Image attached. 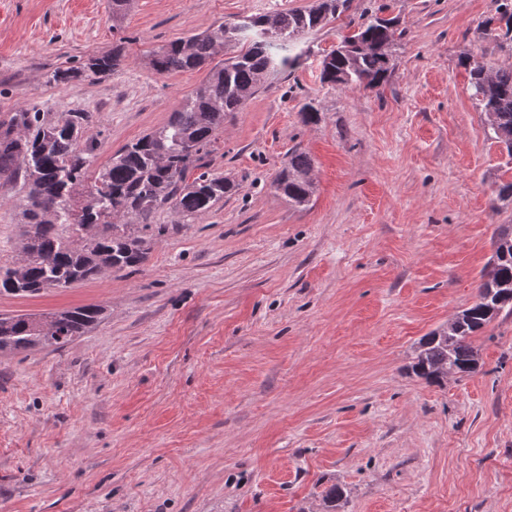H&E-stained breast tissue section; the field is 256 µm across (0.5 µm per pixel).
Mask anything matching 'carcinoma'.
Returning a JSON list of instances; mask_svg holds the SVG:
<instances>
[{
  "label": "carcinoma",
  "mask_w": 512,
  "mask_h": 512,
  "mask_svg": "<svg viewBox=\"0 0 512 512\" xmlns=\"http://www.w3.org/2000/svg\"><path fill=\"white\" fill-rule=\"evenodd\" d=\"M348 0H315L305 10L275 12L237 21L172 41L151 53L158 74L192 72L211 61L224 47L237 54L210 69L206 79L154 132L123 146L100 169L93 184L104 189L92 199L76 197L95 147L81 144L82 130L92 113L70 112L52 118L37 109H21L0 120V179L23 180L28 187L26 241L10 267H0V294L35 295L42 286L68 288L98 278L109 270L132 269L144 258L142 232L148 218L169 207L190 224L209 212L233 185L221 175L202 172L224 117L242 109L270 75L291 67L297 56L287 54L304 35L321 29L347 9ZM497 21L512 32V0H493ZM389 5L341 37L323 55L320 78L344 87L379 89L391 76V49L403 38L394 17H383ZM124 57L123 47L88 59L83 68L56 69L55 83H67L90 71H114ZM469 68L472 99L488 118V137L504 145L512 160V65L493 67L464 56ZM312 160L294 149L279 172L275 186L294 207L309 204L313 186ZM489 270L482 275L475 302L446 324L420 339L410 370L430 384L450 375L470 376L479 368L472 338L494 318L512 314V224L494 235ZM103 315L96 305L57 311L44 319L27 315L0 317V353L34 348H62L87 333ZM344 490L331 486L325 493V512H340Z\"/></svg>",
  "instance_id": "obj_1"
}]
</instances>
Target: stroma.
<instances>
[{"label": "stroma", "instance_id": "stroma-1", "mask_svg": "<svg viewBox=\"0 0 512 512\" xmlns=\"http://www.w3.org/2000/svg\"><path fill=\"white\" fill-rule=\"evenodd\" d=\"M312 0H0V118L91 113L99 170L162 127L205 71L157 74L152 50L241 16ZM389 4L405 35L379 89L322 83L323 55ZM492 0H351L305 35L217 134L206 171L234 185L189 224L155 212L146 257L35 296L0 316L99 305L62 348L0 354V512H512V315L472 342L479 372L442 385L408 368L419 340L471 305L512 166L461 64L512 50L482 33ZM125 48L102 76L57 68ZM313 102L321 119L304 123ZM314 192L276 191L292 149ZM27 190L0 187V266L25 239ZM165 226L156 235L155 226Z\"/></svg>", "mask_w": 512, "mask_h": 512}]
</instances>
